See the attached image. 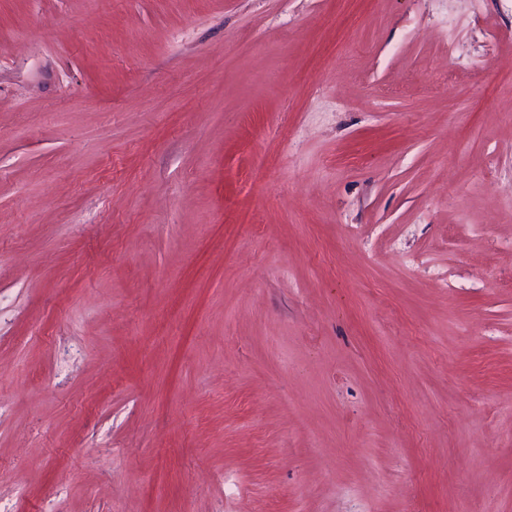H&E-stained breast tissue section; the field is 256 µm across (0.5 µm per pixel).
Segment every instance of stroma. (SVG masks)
<instances>
[{
    "label": "stroma",
    "instance_id": "35a3bbf8",
    "mask_svg": "<svg viewBox=\"0 0 512 512\" xmlns=\"http://www.w3.org/2000/svg\"><path fill=\"white\" fill-rule=\"evenodd\" d=\"M0 512H512V0H0Z\"/></svg>",
    "mask_w": 512,
    "mask_h": 512
}]
</instances>
